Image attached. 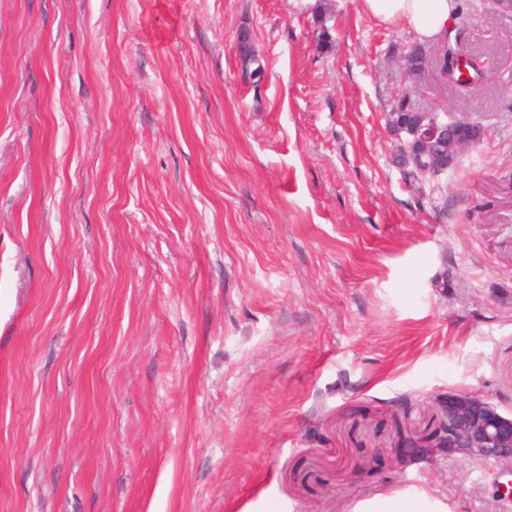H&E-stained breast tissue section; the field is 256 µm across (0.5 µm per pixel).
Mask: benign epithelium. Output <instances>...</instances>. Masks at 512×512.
<instances>
[{
  "label": "benign epithelium",
  "instance_id": "obj_1",
  "mask_svg": "<svg viewBox=\"0 0 512 512\" xmlns=\"http://www.w3.org/2000/svg\"><path fill=\"white\" fill-rule=\"evenodd\" d=\"M387 128L397 140L403 132L410 139L403 149L401 168L415 169L423 176L448 171V154L460 153L484 136L479 122L453 112H426L412 127L393 121ZM435 405L442 422L438 437L448 450L467 462L492 461L512 474L511 414L501 413L485 399L452 391L436 395Z\"/></svg>",
  "mask_w": 512,
  "mask_h": 512
}]
</instances>
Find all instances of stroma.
Wrapping results in <instances>:
<instances>
[{
	"instance_id": "35a3bbf8",
	"label": "stroma",
	"mask_w": 512,
	"mask_h": 512,
	"mask_svg": "<svg viewBox=\"0 0 512 512\" xmlns=\"http://www.w3.org/2000/svg\"><path fill=\"white\" fill-rule=\"evenodd\" d=\"M456 24L466 96L360 0H0V512H504L402 457L439 393L512 414V12ZM414 85L485 130L417 182ZM450 512L436 490L388 495L377 494L361 502L354 512Z\"/></svg>"
}]
</instances>
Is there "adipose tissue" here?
Masks as SVG:
<instances>
[{"instance_id":"obj_1","label":"adipose tissue","mask_w":512,"mask_h":512,"mask_svg":"<svg viewBox=\"0 0 512 512\" xmlns=\"http://www.w3.org/2000/svg\"><path fill=\"white\" fill-rule=\"evenodd\" d=\"M362 12L384 27L402 28L419 41L446 40L457 16V0H360ZM355 512H448L437 491L378 494L361 502Z\"/></svg>"}]
</instances>
